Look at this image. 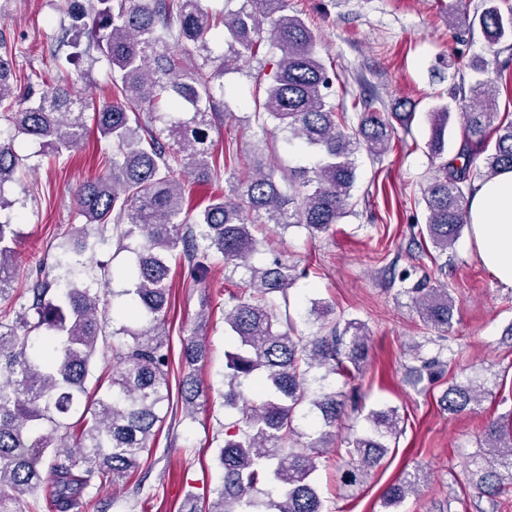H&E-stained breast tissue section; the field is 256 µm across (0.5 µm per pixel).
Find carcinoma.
I'll return each mask as SVG.
<instances>
[{
    "label": "carcinoma",
    "instance_id": "obj_1",
    "mask_svg": "<svg viewBox=\"0 0 512 512\" xmlns=\"http://www.w3.org/2000/svg\"><path fill=\"white\" fill-rule=\"evenodd\" d=\"M71 24L62 41L73 48L69 64L95 51L111 68L110 97L91 108L83 93L61 81L17 93L12 60L0 51V111L10 131L0 132V192L16 179L21 161L14 137L41 141L59 157L77 148L88 133L85 116L93 109L97 131L112 139L106 171L74 192L77 209L105 237L108 225L120 228L118 240L138 238L141 247L125 271L135 287L126 325L109 330L100 290L78 286L53 274L82 263L85 245L74 258L57 260L41 270L27 288L16 280L14 231L0 224V300L18 305L15 318L0 322V512H18L22 497L35 494L45 475L55 483L60 512L77 503L88 489L102 490L123 482L150 453L160 411L170 399L167 323L170 267L167 256H180L205 275L217 258L243 269V288L229 295L224 324L236 342L225 353L224 409L239 414L238 432L224 437L217 461L222 482L213 512H325L315 483L319 459L335 443L341 489L364 483L397 439L398 409L370 411L362 430L337 440L344 397L361 389L368 355L363 322L333 318L327 304L314 302L308 332L282 320L270 295L286 293L305 275L293 264L275 260L268 267L251 264L259 241L256 224L288 228L302 224L325 232L349 213L356 180L355 154L365 145L374 154L386 151L395 125L407 126L410 112H380L352 101L357 135L339 130L347 111H336L333 75L317 55V36L296 14L289 0H241L235 10L215 15L203 0H71ZM474 23L486 43L512 39V5L484 0ZM222 29L227 50L197 61L209 51L208 37ZM87 37L86 46L81 38ZM184 47L179 62L171 44ZM280 53L272 62L270 83L257 118L267 121L315 156L310 168L294 172L288 191L264 170L257 158L227 192L212 196L195 216L185 211L184 177L210 179L233 156L213 149L209 130L220 116L215 91H224V76L239 69L241 58L257 56L260 47ZM462 113L463 143L449 159L448 126L452 109L442 104L428 112V149L437 161L436 175L423 189L425 224L420 235L441 254L448 252L468 224V196L473 156L485 154L483 179L512 170V120L498 118L497 90L477 80ZM152 112L158 130L139 124L137 115ZM423 322L448 329L455 300L446 288L407 289ZM112 360L105 392L89 405L86 386L97 355ZM206 355L197 336L183 344L182 357L192 368ZM414 383L431 380L442 361L413 356ZM331 375L343 379L350 393L323 385ZM255 381L259 394L244 398L242 387ZM202 382L190 372L183 380L188 415H193ZM477 380H454L438 402L451 414L473 412L482 401ZM464 476L488 508L497 512L498 498L512 485V422L500 416L486 422L475 451L466 454ZM417 465L382 494L383 505L395 508L418 490L424 476Z\"/></svg>",
    "mask_w": 512,
    "mask_h": 512
}]
</instances>
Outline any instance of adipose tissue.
Segmentation results:
<instances>
[{
	"mask_svg": "<svg viewBox=\"0 0 512 512\" xmlns=\"http://www.w3.org/2000/svg\"><path fill=\"white\" fill-rule=\"evenodd\" d=\"M468 214L479 260L498 282L512 287V171L476 183Z\"/></svg>",
	"mask_w": 512,
	"mask_h": 512,
	"instance_id": "1",
	"label": "adipose tissue"
}]
</instances>
